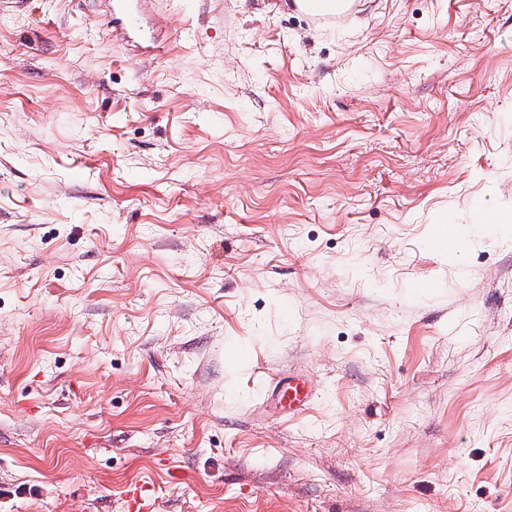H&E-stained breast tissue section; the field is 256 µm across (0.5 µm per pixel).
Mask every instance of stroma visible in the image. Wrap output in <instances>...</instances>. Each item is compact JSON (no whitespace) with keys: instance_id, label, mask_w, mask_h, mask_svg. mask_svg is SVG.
<instances>
[{"instance_id":"35a3bbf8","label":"stroma","mask_w":512,"mask_h":512,"mask_svg":"<svg viewBox=\"0 0 512 512\" xmlns=\"http://www.w3.org/2000/svg\"><path fill=\"white\" fill-rule=\"evenodd\" d=\"M109 19L0 6V512H512V0ZM307 14L315 19V23L324 24L336 22V17L351 9L353 0H338L337 5L327 9H320L316 0H299ZM275 389L278 390L282 406L293 409L296 413L304 410L311 401L304 383L299 379H282L275 384ZM152 487L147 484H132L127 490V503L130 510L153 512L155 509Z\"/></svg>"}]
</instances>
